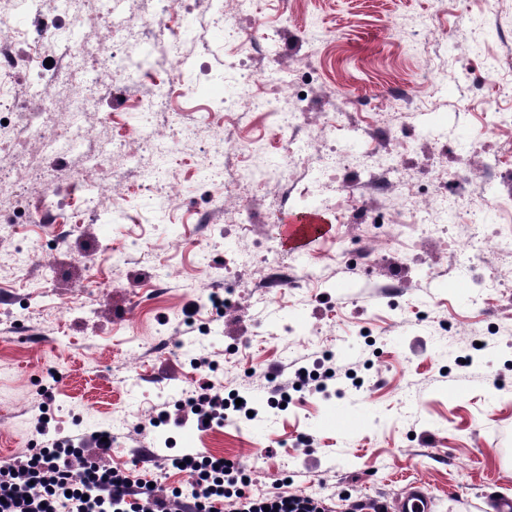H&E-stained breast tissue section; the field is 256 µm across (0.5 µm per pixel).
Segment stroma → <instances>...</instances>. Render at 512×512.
<instances>
[{"mask_svg": "<svg viewBox=\"0 0 512 512\" xmlns=\"http://www.w3.org/2000/svg\"><path fill=\"white\" fill-rule=\"evenodd\" d=\"M223 3L245 52L211 28L210 0H182L164 30L129 44L133 80L79 105L71 85L112 64L83 52L102 12L142 20L156 10L155 0H85L86 25L62 28L50 51L55 87L32 79L16 98L10 120L31 111L38 129L17 181L47 207L25 214L20 198L0 201V437L20 456L39 437L108 429L106 462L162 489L190 491L164 462L202 450L240 462L256 491L303 487L336 512L351 500L392 502L417 481L434 512H485L490 493H512V259L478 253L461 288L448 282L456 243L512 224L488 207L471 226L463 204L485 180L512 199V127L495 125L496 111L512 109L498 89L512 77V0ZM429 20L427 43L414 33ZM176 50L186 65L164 71ZM244 71L278 87L301 85L307 71L315 82L306 101L272 97L240 120L254 174L218 211L219 190L201 171L222 162L215 146L231 119L183 92L206 83L234 101ZM415 97L430 111L396 112ZM138 98L202 126L192 140L157 127L162 167L184 187L168 218L142 202L141 178L120 175L124 157L142 151ZM333 110L336 130L320 138ZM282 112L296 113L299 136L280 131ZM301 138L335 154V180L306 173ZM114 143L112 191L88 209L94 188L71 189ZM383 150L414 191L450 189L461 206L417 224L390 190H363ZM309 201L333 234L293 254L278 219ZM379 210L385 223L374 221ZM170 266L180 276L165 278ZM214 291L228 300L218 315ZM315 365L333 373L324 390L295 391L296 370ZM203 378L247 398L256 417L229 411L205 433L189 419L155 425ZM278 387L293 398L283 411L267 404Z\"/></svg>", "mask_w": 512, "mask_h": 512, "instance_id": "1", "label": "stroma"}]
</instances>
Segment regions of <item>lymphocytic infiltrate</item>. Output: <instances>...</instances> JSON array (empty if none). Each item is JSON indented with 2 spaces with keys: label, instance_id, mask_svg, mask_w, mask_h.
Here are the masks:
<instances>
[{
  "label": "lymphocytic infiltrate",
  "instance_id": "1",
  "mask_svg": "<svg viewBox=\"0 0 512 512\" xmlns=\"http://www.w3.org/2000/svg\"><path fill=\"white\" fill-rule=\"evenodd\" d=\"M192 484L190 495L149 489L126 469L84 458L67 441L30 448L0 464V512H330L324 499L308 493H256L240 463L210 453L189 462L172 459Z\"/></svg>",
  "mask_w": 512,
  "mask_h": 512
}]
</instances>
